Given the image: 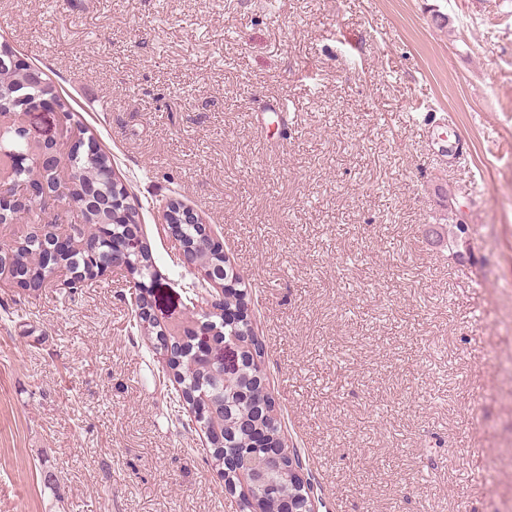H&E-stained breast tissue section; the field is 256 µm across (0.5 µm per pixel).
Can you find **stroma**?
I'll return each instance as SVG.
<instances>
[{"label":"stroma","mask_w":512,"mask_h":512,"mask_svg":"<svg viewBox=\"0 0 512 512\" xmlns=\"http://www.w3.org/2000/svg\"><path fill=\"white\" fill-rule=\"evenodd\" d=\"M1 43L137 196L160 319L169 202L249 279L318 512H512V0H0ZM133 309L0 284V512H239Z\"/></svg>","instance_id":"stroma-1"}]
</instances>
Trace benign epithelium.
I'll use <instances>...</instances> for the list:
<instances>
[{
	"mask_svg": "<svg viewBox=\"0 0 512 512\" xmlns=\"http://www.w3.org/2000/svg\"><path fill=\"white\" fill-rule=\"evenodd\" d=\"M29 112H60L52 97L31 102L23 107L19 116ZM66 135L59 141L40 142L28 137L23 123L12 125L0 114V132L9 126L20 132L27 145V152L19 154L3 149L0 151V224H13L15 217L40 207L51 212L63 197L70 206L94 216L95 222L77 243L58 225L43 219L27 225L23 238L12 243L0 244V277L7 278L25 288H44L61 282L70 287L86 286L105 275L109 269L125 271L136 290L135 317L139 327L155 333L154 349L163 363L172 371L179 403L193 418L197 430L204 438L205 448H222L221 431H212L205 416L213 406L201 407L195 395L182 383L178 368L189 360L194 367L213 375L221 384L234 383L246 374L250 363H258L265 357V347L255 338L224 339V297L213 298L211 288L224 289L230 279L224 260V243L212 234L209 225L193 209L170 202L164 210L163 228L178 245V260L192 275L197 298L193 300L190 314L205 318L199 322L190 317L179 324L161 321L152 313L148 298L150 286L143 279L142 270L148 265V254L143 241L136 234L137 211L134 197L120 178H112V193L91 183L77 189L76 194L66 189V183L50 184L45 175L62 176L67 171L68 155L97 152L93 141H85L83 134L68 126L64 116H59ZM26 175L23 192L11 191L12 180ZM195 228V236L186 233L187 227ZM230 347L237 352L240 364L229 370L215 365V356ZM290 468L299 479L302 491L288 497L286 512H317L314 488L304 475V467L295 464L292 449L286 444L250 452H224V492L241 499L242 512H262V501L279 488L274 475Z\"/></svg>",
	"mask_w": 512,
	"mask_h": 512,
	"instance_id": "7a95c632",
	"label": "benign epithelium"
}]
</instances>
